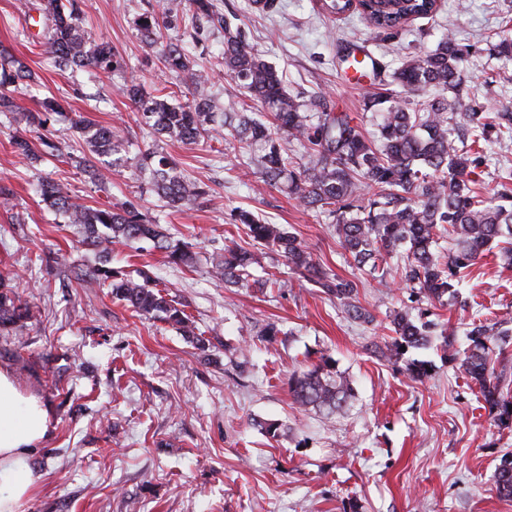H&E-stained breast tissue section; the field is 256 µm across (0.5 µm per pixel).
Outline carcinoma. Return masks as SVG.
Returning a JSON list of instances; mask_svg holds the SVG:
<instances>
[{
    "instance_id": "carcinoma-1",
    "label": "carcinoma",
    "mask_w": 512,
    "mask_h": 512,
    "mask_svg": "<svg viewBox=\"0 0 512 512\" xmlns=\"http://www.w3.org/2000/svg\"><path fill=\"white\" fill-rule=\"evenodd\" d=\"M437 0H366L360 14L379 30L399 29L409 21L429 15ZM80 0H47L49 21L41 43L61 68L82 67L123 73L122 55L107 42L94 43L80 26ZM135 26L141 39L158 50L163 69L187 85L189 99L174 105L148 96L137 79L125 80L123 94L134 105L144 124L168 141L193 143L209 129L224 125L227 136L243 145L249 164L257 166L262 181L294 196L303 205L317 208L333 218L336 235L353 263L385 278L386 258L404 260L401 279L429 302L443 303L457 293L456 284L472 273L497 238L512 240V189L482 197L474 191L470 173L482 164L473 151L487 140L492 130L512 134V112L490 116L476 108L466 113L467 137L471 144L456 145L450 120L462 106L460 62L462 48L454 38L444 37L423 54L407 57L395 73L401 91L374 94L367 110L375 114L374 138L364 136L350 118L331 111L321 93L307 99L293 96L282 85L278 72L253 45L234 14H225L221 0H186V4L162 3L138 15ZM183 29L182 38L172 41L167 33ZM224 35V51L206 69L195 68L186 46L202 44L207 34ZM223 72L245 90L272 117V124L255 117L244 101L217 103L210 94L211 74ZM32 78L31 70L17 58L0 62V112H17L20 106L8 88ZM63 104L47 98L38 112L24 114L34 131L45 128ZM72 128L87 146L76 156L64 155L101 190L110 189L109 176L134 167L146 175V189L177 211L201 203L206 186L191 177L172 155L152 150L129 156V141L119 131L100 126L80 113L71 118ZM297 141L302 152L291 157L282 145L281 134ZM13 152L34 163L28 138L17 136ZM42 202L77 226L82 242L97 254L98 262L80 270L81 284L112 288V296L141 315L159 319L179 330L199 347L202 333L183 305L157 288L151 275L142 270L138 278L111 266L112 244L150 243L167 253L176 265L189 266L195 257L189 247L174 242L166 229L149 219L130 200L121 204L91 207L77 201L59 185L40 186ZM235 221L248 227L253 244L274 250L284 257L288 269L336 298L342 312L366 321L369 314L357 301L356 284L339 277L316 262L308 246L287 227L268 224L247 211ZM451 240L448 252L438 250V239ZM254 254L235 242L212 257L217 277L227 285L248 281ZM34 318L31 306L13 292L0 290V336L5 339ZM476 324L467 333L470 345L459 353L448 341L447 329L433 321H420L406 309L395 312L391 324L395 337L379 357L399 360L405 350L426 348L433 339H443L445 359L459 361L464 374L476 386L485 407L504 425H512V391L505 389L503 373L489 356V344L508 335L502 325ZM293 402L331 419L355 397L351 381L336 370L329 357L294 374L288 381ZM497 493L512 498V458L503 461L495 475Z\"/></svg>"
}]
</instances>
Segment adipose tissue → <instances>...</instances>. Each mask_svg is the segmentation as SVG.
I'll return each instance as SVG.
<instances>
[{
	"label": "adipose tissue",
	"mask_w": 512,
	"mask_h": 512,
	"mask_svg": "<svg viewBox=\"0 0 512 512\" xmlns=\"http://www.w3.org/2000/svg\"><path fill=\"white\" fill-rule=\"evenodd\" d=\"M52 430L49 408L24 394L9 369L0 367V512H19L34 491L37 478L28 450L46 440Z\"/></svg>",
	"instance_id": "1"
}]
</instances>
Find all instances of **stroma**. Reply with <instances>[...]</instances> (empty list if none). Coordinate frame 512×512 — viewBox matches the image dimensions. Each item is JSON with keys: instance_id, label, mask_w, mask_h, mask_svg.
Listing matches in <instances>:
<instances>
[{"instance_id": "obj_1", "label": "stroma", "mask_w": 512, "mask_h": 512, "mask_svg": "<svg viewBox=\"0 0 512 512\" xmlns=\"http://www.w3.org/2000/svg\"><path fill=\"white\" fill-rule=\"evenodd\" d=\"M148 3L86 0L83 27L123 56L150 95L185 102L184 84L161 70L135 29ZM224 8L251 32L289 93H323L365 136L375 131L368 96L394 91L406 57L434 49L447 34L467 50L460 66L469 90L464 106L512 110V59L495 48L498 32L512 28V0H438L432 15L385 32L355 13L327 16L319 0H276L268 13L251 0H224ZM47 25L44 0H0V49L34 73L9 89L20 112L0 113V188L11 195L9 206H0V275L35 308L32 324L0 341V366L14 367L15 352H23L31 368L16 383L53 417L50 436L28 455L38 486L20 512H512V499L499 497L494 484L502 459L512 455V428L494 423L474 382L434 346L408 352L431 367L421 381L374 353L391 342L393 311L410 303L452 327L460 351L472 321L512 312V270L499 251L474 267L458 302L414 301L396 271L399 257L389 258L384 284L358 270L331 219L249 173L238 143L220 128L192 144H160L210 187L208 201L170 212L130 168L113 175L109 193L97 191L49 153L52 142L81 148L67 119L35 133L24 112L53 96L67 111L123 129L131 154L158 144L123 96V78L63 72L42 54L37 39ZM357 47L374 61L359 78L343 60ZM21 134L40 164L13 153L11 141ZM483 157L478 186L512 178V138L490 137ZM45 181L92 206L134 201L173 240L189 243L191 267L171 265L162 251L123 245L114 248L112 264L133 275L149 271L185 304L205 347L138 316L110 289L77 283L72 266L93 254L42 203ZM236 208L286 225L316 260L355 281L371 321L346 318L336 299L289 274L284 259L267 249H256L251 272L273 275L275 285L227 286L214 278L211 255L225 241L246 239L244 226L229 220ZM269 323L280 333L267 344L259 335ZM324 355L355 388L348 408L329 421L298 408L288 391L289 377ZM263 420L279 421L280 435H266Z\"/></svg>"}]
</instances>
